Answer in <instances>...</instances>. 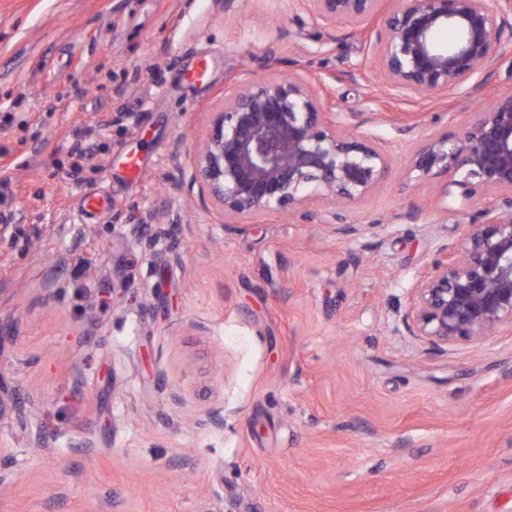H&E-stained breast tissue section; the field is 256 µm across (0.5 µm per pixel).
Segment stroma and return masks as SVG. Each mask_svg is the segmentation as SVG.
Returning <instances> with one entry per match:
<instances>
[{"mask_svg": "<svg viewBox=\"0 0 512 512\" xmlns=\"http://www.w3.org/2000/svg\"><path fill=\"white\" fill-rule=\"evenodd\" d=\"M298 74L390 159L343 210L360 234H330L318 199L239 227L171 195L225 91ZM511 88V29L483 72L418 100L306 0H0V512H512V333L436 349L394 329L495 204L407 180L418 140ZM88 192L112 206L82 220Z\"/></svg>", "mask_w": 512, "mask_h": 512, "instance_id": "obj_1", "label": "stroma"}]
</instances>
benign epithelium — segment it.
<instances>
[{
	"instance_id": "benign-epithelium-1",
	"label": "benign epithelium",
	"mask_w": 512,
	"mask_h": 512,
	"mask_svg": "<svg viewBox=\"0 0 512 512\" xmlns=\"http://www.w3.org/2000/svg\"><path fill=\"white\" fill-rule=\"evenodd\" d=\"M326 28L361 26L383 33L373 50L380 77L393 95L438 98L482 71L499 55L512 0H401L379 17L380 0H309ZM450 29L455 41L439 45ZM390 173L389 160L370 135L344 132L314 81L252 79L224 96L211 113L205 145L196 154L190 185L211 200L224 223L242 225L264 214L307 216L318 198L357 205ZM463 174V179L454 176ZM452 177L464 199L493 194L492 216L465 224L457 244L442 248L418 275L404 327L435 348L512 332V90L471 113L457 135H431L415 149L410 178ZM328 232H356L341 214L320 218Z\"/></svg>"
}]
</instances>
